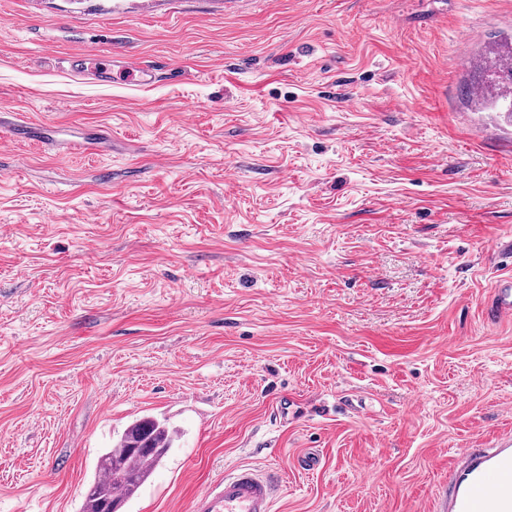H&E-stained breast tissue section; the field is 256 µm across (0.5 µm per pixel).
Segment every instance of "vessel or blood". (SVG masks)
Wrapping results in <instances>:
<instances>
[{"label": "vessel or blood", "mask_w": 512, "mask_h": 512, "mask_svg": "<svg viewBox=\"0 0 512 512\" xmlns=\"http://www.w3.org/2000/svg\"><path fill=\"white\" fill-rule=\"evenodd\" d=\"M94 67L101 82L146 85L154 81L149 68L117 67L100 51L90 50L73 69ZM54 135L52 127L16 119L9 126L11 140L40 142ZM483 317L492 324L512 321V277L495 281ZM279 476L273 471L240 468L209 485L197 498L193 512H272ZM442 512H512V438L492 448H462L448 468V496Z\"/></svg>", "instance_id": "1"}]
</instances>
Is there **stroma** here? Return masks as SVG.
<instances>
[{"label":"stroma","mask_w":512,"mask_h":512,"mask_svg":"<svg viewBox=\"0 0 512 512\" xmlns=\"http://www.w3.org/2000/svg\"><path fill=\"white\" fill-rule=\"evenodd\" d=\"M510 30L512 0H0V512H79L147 414L181 437L125 512L241 465L273 512H438L512 436V126L460 91ZM93 48L154 83L74 75ZM55 135L52 127L17 118L9 126V136L13 141L42 142ZM483 317L492 324L512 321V277L507 275L495 281L486 302Z\"/></svg>","instance_id":"35a3bbf8"}]
</instances>
